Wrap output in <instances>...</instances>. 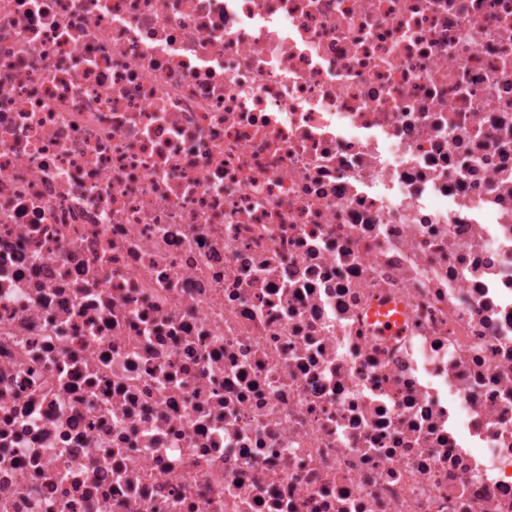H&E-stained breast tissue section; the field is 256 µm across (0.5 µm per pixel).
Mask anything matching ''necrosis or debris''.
<instances>
[{"label":"necrosis or debris","mask_w":512,"mask_h":512,"mask_svg":"<svg viewBox=\"0 0 512 512\" xmlns=\"http://www.w3.org/2000/svg\"><path fill=\"white\" fill-rule=\"evenodd\" d=\"M0 512H512V0H0ZM394 313L390 314L391 311ZM405 310L402 305L386 303L378 304L369 312L370 322H379L378 331L381 335H395L403 326Z\"/></svg>","instance_id":"necrosis-or-debris-1"}]
</instances>
